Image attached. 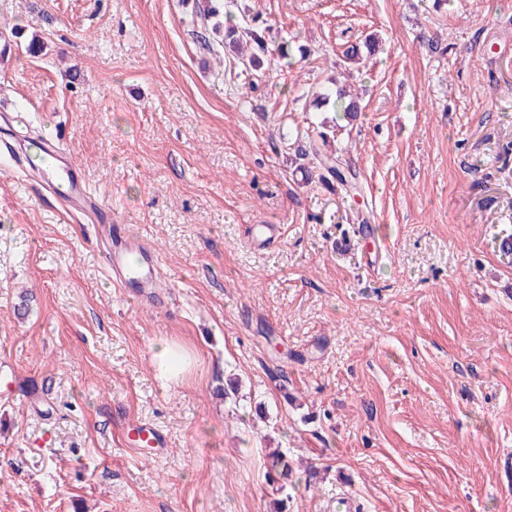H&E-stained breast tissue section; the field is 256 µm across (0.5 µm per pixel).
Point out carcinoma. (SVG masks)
Returning a JSON list of instances; mask_svg holds the SVG:
<instances>
[{"label":"carcinoma","instance_id":"1","mask_svg":"<svg viewBox=\"0 0 512 512\" xmlns=\"http://www.w3.org/2000/svg\"><path fill=\"white\" fill-rule=\"evenodd\" d=\"M205 7L192 13L191 33L196 36L199 47L208 52H215L218 47H236L242 39L252 42L260 51H265V36L258 30L250 27L231 23L227 28H222L218 22L221 10L214 5V0H203ZM212 32L220 41L214 43L206 36V32ZM376 45V37L371 35L365 38L363 45H353L344 51L345 59L358 63L362 60V50L372 53ZM306 57L307 51L303 47H294L292 43H283L278 50L279 62L287 67L294 64L296 56ZM315 102L321 107L332 109L342 114L344 118L357 116L359 112L358 102L348 98L347 92L342 86L316 95ZM327 133L321 131L318 137L309 133L297 132L289 143V149L293 151L295 159L301 161L298 169L307 179H317L318 183L326 187H338L345 193L359 194L362 185L358 180L356 171L342 156L335 152H326Z\"/></svg>","mask_w":512,"mask_h":512}]
</instances>
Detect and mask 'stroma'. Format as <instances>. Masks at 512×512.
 <instances>
[{
	"label": "stroma",
	"mask_w": 512,
	"mask_h": 512,
	"mask_svg": "<svg viewBox=\"0 0 512 512\" xmlns=\"http://www.w3.org/2000/svg\"><path fill=\"white\" fill-rule=\"evenodd\" d=\"M193 2L0 0V512H277L273 448L286 512H512V0H224L268 30L259 72L198 47ZM334 80L356 121L307 107ZM325 120L363 196L296 173ZM32 130L154 245L161 306L25 170ZM160 340L194 355L172 387ZM132 440L140 447L137 440L144 441L149 448H161L165 444L163 435L149 423H138L130 429Z\"/></svg>",
	"instance_id": "stroma-1"
}]
</instances>
